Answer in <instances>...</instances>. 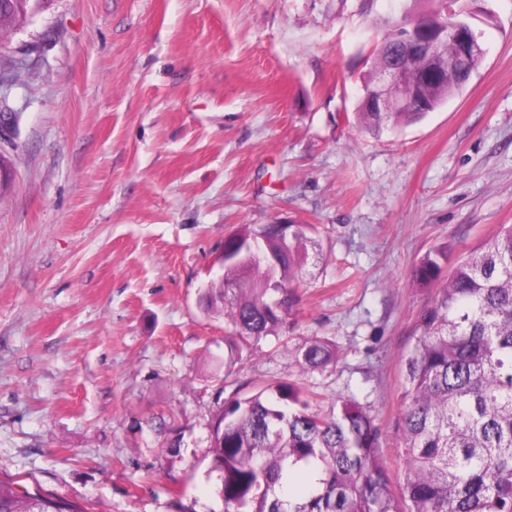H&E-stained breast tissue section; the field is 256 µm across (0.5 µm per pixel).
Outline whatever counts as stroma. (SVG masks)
<instances>
[{"instance_id": "stroma-1", "label": "stroma", "mask_w": 512, "mask_h": 512, "mask_svg": "<svg viewBox=\"0 0 512 512\" xmlns=\"http://www.w3.org/2000/svg\"><path fill=\"white\" fill-rule=\"evenodd\" d=\"M406 0H50L0 57V478L81 512H223L234 397L352 399L404 481L403 357L437 292L411 278L512 224V0H475L485 56L420 123L355 112ZM314 225L285 336L229 356L201 300L227 234ZM318 338L336 360L303 368ZM442 263L448 264L447 250L442 247L429 250L414 265V282L418 285H429L440 279L442 274Z\"/></svg>"}]
</instances>
